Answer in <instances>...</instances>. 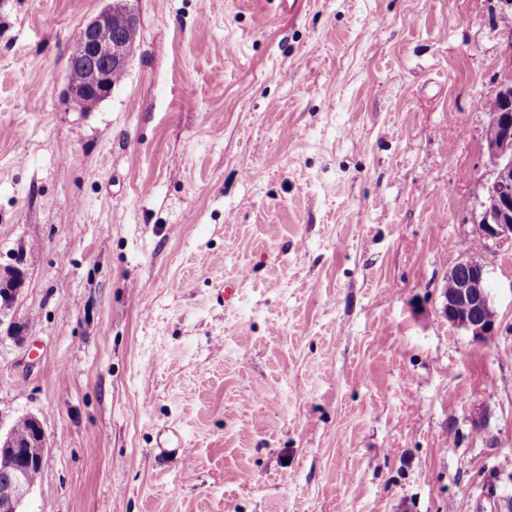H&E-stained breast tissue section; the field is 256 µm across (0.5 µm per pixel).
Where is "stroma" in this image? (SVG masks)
<instances>
[{"instance_id": "stroma-1", "label": "stroma", "mask_w": 512, "mask_h": 512, "mask_svg": "<svg viewBox=\"0 0 512 512\" xmlns=\"http://www.w3.org/2000/svg\"><path fill=\"white\" fill-rule=\"evenodd\" d=\"M108 3L0 0L30 512H512V247L478 224L500 0H129L139 48L83 111ZM469 257L484 343L439 315ZM131 26H140V18L125 3L110 4L94 19L84 24L76 36L77 47L68 58V82L63 98L81 109H88L107 98L112 92V73L123 70L129 56L139 46V29L126 33V51L120 44V34ZM108 32L104 40L96 36ZM113 34V38H112Z\"/></svg>"}]
</instances>
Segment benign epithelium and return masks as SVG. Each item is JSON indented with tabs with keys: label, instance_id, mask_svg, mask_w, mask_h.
I'll list each match as a JSON object with an SVG mask.
<instances>
[{
	"label": "benign epithelium",
	"instance_id": "obj_1",
	"mask_svg": "<svg viewBox=\"0 0 512 512\" xmlns=\"http://www.w3.org/2000/svg\"><path fill=\"white\" fill-rule=\"evenodd\" d=\"M140 26V18L126 4H113L84 24L76 36L77 47L68 58V82L63 98L81 109H88L112 92V73L124 69L128 55L120 44V34ZM484 135L488 173L483 183V205L479 214L484 238L512 246V75L505 76L495 100L490 104ZM22 259L0 272V325L16 303L23 285ZM453 291L442 295L441 315L448 323L463 329L474 339L486 341L496 334L497 315L487 289L485 266L468 258L448 271ZM32 437L19 443L12 429L0 430V512H26L35 483L31 467H42L47 447L41 420L26 415Z\"/></svg>",
	"mask_w": 512,
	"mask_h": 512
}]
</instances>
